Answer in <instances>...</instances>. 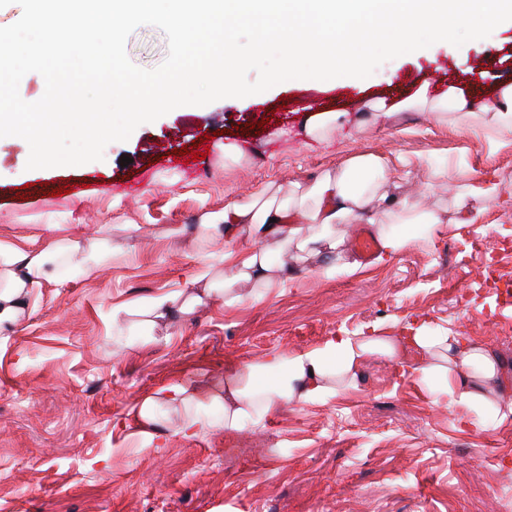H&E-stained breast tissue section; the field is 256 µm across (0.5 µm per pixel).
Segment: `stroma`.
<instances>
[{
  "label": "stroma",
  "mask_w": 512,
  "mask_h": 512,
  "mask_svg": "<svg viewBox=\"0 0 512 512\" xmlns=\"http://www.w3.org/2000/svg\"><path fill=\"white\" fill-rule=\"evenodd\" d=\"M126 52L135 66L155 69L167 37L139 26ZM443 67L455 71L459 90L493 96L512 82V26L451 51L399 56L364 79H294L249 99L180 106L83 165L30 170L27 142L0 138V246L35 254L71 238L115 251L104 268L42 282L0 331V512H512V416L481 430L435 385L378 353L335 397L282 406L238 432L179 433L184 412L170 409L156 450L125 418L143 393L179 383L219 397L228 370L262 354L314 348L341 333L392 335L415 320L492 348L512 372V304L484 284L488 253L512 279V138L492 141L427 112L355 123L365 101L403 99L425 83L447 90L432 81ZM311 104L337 116L329 141L305 132ZM204 135V167L173 164ZM162 140L165 157L153 150ZM245 141L255 162L225 163V146ZM363 153L386 160L390 192L443 210L441 233L381 262L362 261L349 242L355 272L325 278L313 258L262 300H218L151 335H126L128 308L196 291L203 260L223 271V235L195 236L200 212L272 184H308ZM441 167L490 188L472 203L474 223H460L446 182H431ZM175 225L183 234L167 236ZM461 293L464 308L455 302Z\"/></svg>",
  "instance_id": "obj_1"
}]
</instances>
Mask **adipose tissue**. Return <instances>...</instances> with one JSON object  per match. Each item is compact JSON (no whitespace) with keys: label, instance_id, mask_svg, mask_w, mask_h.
Returning <instances> with one entry per match:
<instances>
[{"label":"adipose tissue","instance_id":"1","mask_svg":"<svg viewBox=\"0 0 512 512\" xmlns=\"http://www.w3.org/2000/svg\"><path fill=\"white\" fill-rule=\"evenodd\" d=\"M404 110L429 112L443 122L500 135L512 132V84L501 86L491 99L453 87L434 93L423 85L403 100L366 102L358 122L385 124ZM387 175L382 157L360 154L309 185L270 187L226 206L224 211L203 213L196 226L198 239H207L219 230L224 233L223 280L189 295L175 292L152 298L136 308L135 328L151 333L159 324L177 321L215 293L223 297L225 305L239 304L245 297L240 292L244 285L252 288L248 297L263 299L315 256L323 259L320 274L333 276L344 253L345 237L339 231L343 224L369 225L384 258L403 252L418 238L440 232L444 224L440 212L418 210L411 202L382 192L380 180ZM409 225L417 226V233H406ZM274 249L284 254V261L272 260ZM53 256L71 261L76 270L97 268L112 259L98 244L84 245L66 238L39 254L0 248V329L17 321L34 288L58 278V270L49 266ZM373 353L400 363L414 359L409 374L435 382L452 404L474 412L481 428H492L507 418L491 397L506 378L494 351L464 343L452 330H431L423 321L411 323L403 336L342 334L315 348L268 354L241 366L225 383L220 397L205 400L183 385H169L141 396L127 415L135 437L148 447L168 429L160 413L164 405L184 408L182 433L195 434L214 424L236 432L262 422L281 405L309 404L335 396L355 382L363 359ZM212 407L220 412L215 422L204 415Z\"/></svg>","mask_w":512,"mask_h":512}]
</instances>
